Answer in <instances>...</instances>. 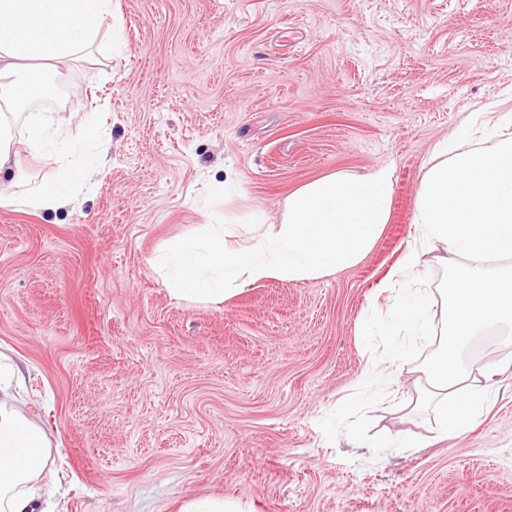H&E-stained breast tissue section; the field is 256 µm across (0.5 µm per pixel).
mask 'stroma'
<instances>
[{"instance_id": "1", "label": "stroma", "mask_w": 512, "mask_h": 512, "mask_svg": "<svg viewBox=\"0 0 512 512\" xmlns=\"http://www.w3.org/2000/svg\"><path fill=\"white\" fill-rule=\"evenodd\" d=\"M112 22L108 57L47 68L55 93L15 118L31 187L52 169L25 145L39 112L55 148L95 128L102 173L61 207L0 203V355L51 442L43 512H512V347L444 439L416 383L440 336L365 333L394 292L456 274L439 246L399 269L435 144L512 113V0H112ZM383 167L387 222L350 267L221 302L153 267L196 225L247 246L303 186ZM394 345L388 397L362 401Z\"/></svg>"}]
</instances>
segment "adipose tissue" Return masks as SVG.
<instances>
[{
    "label": "adipose tissue",
    "instance_id": "ef3b65f1",
    "mask_svg": "<svg viewBox=\"0 0 512 512\" xmlns=\"http://www.w3.org/2000/svg\"><path fill=\"white\" fill-rule=\"evenodd\" d=\"M111 17L112 0H0V167L11 161L16 146L10 125L15 106L48 93L40 70H24V62L107 54L101 31ZM105 152L97 146L78 165L52 159L50 177L35 189L16 171L10 187L0 188V201L11 197L33 209L47 207L100 171ZM415 222L420 246L405 254L404 267H415L420 247L431 244L443 245L462 263L445 291L442 324L434 322L431 292L419 290L395 298L390 323L415 336H444L443 347L421 367L424 396L434 406L441 434L460 433L480 417L487 397L480 385L484 368L463 363L460 351L482 328L512 327V134L477 139L464 128L437 143ZM13 376L0 365V512H35L41 480L52 464L50 442L15 405Z\"/></svg>",
    "mask_w": 512,
    "mask_h": 512
}]
</instances>
